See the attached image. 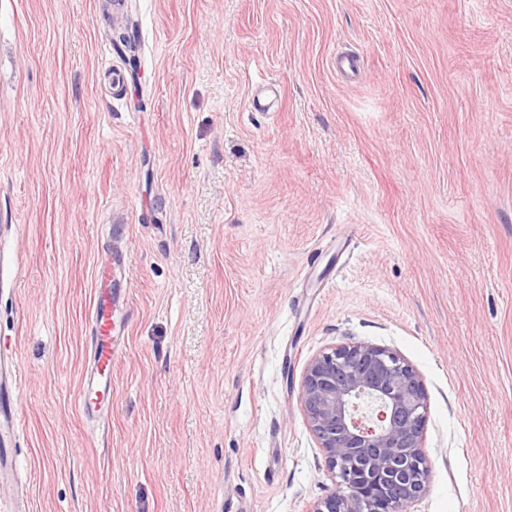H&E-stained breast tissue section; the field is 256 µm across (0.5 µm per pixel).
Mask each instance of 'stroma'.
Masks as SVG:
<instances>
[{"label":"stroma","mask_w":512,"mask_h":512,"mask_svg":"<svg viewBox=\"0 0 512 512\" xmlns=\"http://www.w3.org/2000/svg\"><path fill=\"white\" fill-rule=\"evenodd\" d=\"M0 338L26 512H309L342 343L423 380L411 512H512V0H0ZM96 289L91 313L92 362L77 397L78 409L87 414L92 395L111 383L112 362L119 357V350L112 340V266L99 264L95 271Z\"/></svg>","instance_id":"35a3bbf8"}]
</instances>
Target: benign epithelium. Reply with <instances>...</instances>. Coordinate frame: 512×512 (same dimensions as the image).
<instances>
[{"mask_svg":"<svg viewBox=\"0 0 512 512\" xmlns=\"http://www.w3.org/2000/svg\"><path fill=\"white\" fill-rule=\"evenodd\" d=\"M300 401L335 482L310 512H409L429 473L414 367L386 347L334 346L307 363Z\"/></svg>","mask_w":512,"mask_h":512,"instance_id":"obj_1","label":"benign epithelium"}]
</instances>
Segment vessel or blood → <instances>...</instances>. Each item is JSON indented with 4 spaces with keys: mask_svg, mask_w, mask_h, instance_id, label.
Instances as JSON below:
<instances>
[{
    "mask_svg": "<svg viewBox=\"0 0 512 512\" xmlns=\"http://www.w3.org/2000/svg\"><path fill=\"white\" fill-rule=\"evenodd\" d=\"M96 289L91 313L92 362L77 397L80 411H87L93 395L111 383L112 364L119 351L112 340V268L98 265ZM22 374L15 351L0 343V512H14L16 504L8 492L15 461L12 455L14 438L21 426L18 414Z\"/></svg>",
    "mask_w": 512,
    "mask_h": 512,
    "instance_id": "b4317fda",
    "label": "vessel or blood"
}]
</instances>
